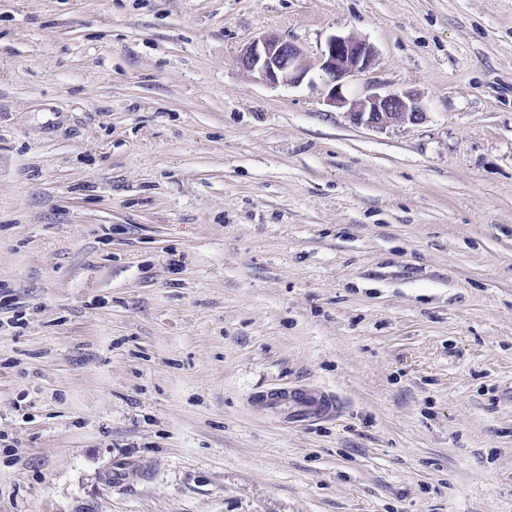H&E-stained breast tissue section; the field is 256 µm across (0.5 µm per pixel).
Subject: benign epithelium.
<instances>
[{"label":"benign epithelium","mask_w":512,"mask_h":512,"mask_svg":"<svg viewBox=\"0 0 512 512\" xmlns=\"http://www.w3.org/2000/svg\"><path fill=\"white\" fill-rule=\"evenodd\" d=\"M372 48L353 36H333L322 54L321 71L331 86L329 102L349 106L347 117L357 125L385 129L392 125L419 123L425 118L418 99L408 92H374L349 101L346 91L352 78L373 64ZM243 69L270 85H296L308 74L301 51L281 36L271 34L251 42L240 54Z\"/></svg>","instance_id":"obj_1"}]
</instances>
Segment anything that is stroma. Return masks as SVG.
Instances as JSON below:
<instances>
[{
    "label": "stroma",
    "mask_w": 512,
    "mask_h": 512,
    "mask_svg": "<svg viewBox=\"0 0 512 512\" xmlns=\"http://www.w3.org/2000/svg\"><path fill=\"white\" fill-rule=\"evenodd\" d=\"M0 512H512V0H0ZM240 64L275 86L299 84L308 74L298 47L275 34L251 42L240 54ZM372 48L353 36H333L326 43L322 54L321 71L327 85L331 86L329 102L345 106L349 100L345 94L350 82L366 72L373 64ZM346 114L354 124L376 129L419 123L425 118L415 95L397 91L374 92L352 101ZM258 399L264 402L267 410H287V419L291 422L336 416L339 412V403L332 396L300 388H275L260 395Z\"/></svg>",
    "instance_id": "stroma-1"
}]
</instances>
